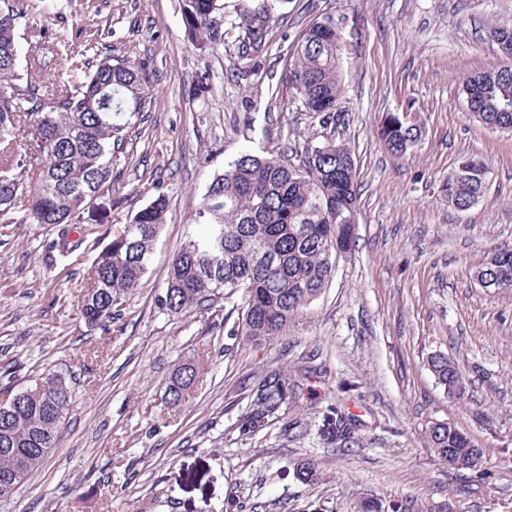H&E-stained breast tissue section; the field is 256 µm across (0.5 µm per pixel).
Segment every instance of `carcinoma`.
I'll use <instances>...</instances> for the list:
<instances>
[{
    "mask_svg": "<svg viewBox=\"0 0 512 512\" xmlns=\"http://www.w3.org/2000/svg\"><path fill=\"white\" fill-rule=\"evenodd\" d=\"M23 0H0V77L19 81L18 92L0 96V216L8 215L17 197H28L30 218L51 224L57 238L50 248L61 254L82 244L77 224L83 208L112 184L115 154L126 148L135 127L152 111L150 71L146 64L108 56L94 69L77 58L83 75L73 84L47 77L46 66L33 61L19 69L17 24ZM217 0H182V16L190 42L198 49L223 41L213 24ZM273 5L261 3L239 15V28L249 48H265ZM340 34L330 16L315 19L292 46L284 83L308 112L326 121L341 95ZM462 93L468 107L487 122L512 128V112H499L512 98V70L495 67L464 78ZM382 117L380 137L395 156L417 142L420 125L404 113ZM448 203L458 210L473 206L484 194L486 166L463 161ZM356 167L350 151L334 139L302 146L301 160L250 151L224 164L202 196L197 213L202 233L187 237L172 258L167 288L157 299L160 309L181 314L228 311L237 314L232 331L261 344L285 336L302 310L333 281L339 261L349 252L352 225L342 216L357 208ZM167 210L164 194L155 195L125 223L112 227L108 243L96 256L81 301L85 324L105 333L114 331L127 299L147 272L152 246ZM485 259L476 278L494 280V293L512 292V249L497 248ZM428 366L450 395L464 394L459 368L447 356L434 354ZM184 377H170L164 400L171 408L192 398L202 367L183 363ZM0 375V501L12 497L57 447L59 433L74 402V389L61 372H49L34 384L17 389ZM291 379L273 369L256 382L238 430L253 435L279 416L288 400ZM336 440L346 442L352 423L339 409L326 415ZM434 456L456 470L473 469L483 450L448 424L432 427Z\"/></svg>",
    "mask_w": 512,
    "mask_h": 512,
    "instance_id": "cac0c4a2",
    "label": "carcinoma"
}]
</instances>
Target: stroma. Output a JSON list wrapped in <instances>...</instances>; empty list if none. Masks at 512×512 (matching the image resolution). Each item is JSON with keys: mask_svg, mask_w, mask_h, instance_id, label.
<instances>
[{"mask_svg": "<svg viewBox=\"0 0 512 512\" xmlns=\"http://www.w3.org/2000/svg\"><path fill=\"white\" fill-rule=\"evenodd\" d=\"M223 44L188 40L181 0H24L21 62L80 42L88 58L147 64L157 104L114 165L109 191L79 220L84 240L59 255L52 226L18 200L0 219V373L17 387L59 371L75 402L57 448L0 512H512V293L495 295L473 272L489 250L512 248V133L486 128L460 91L464 75L512 67L489 37L512 29V0H280L269 40L253 53L236 26L259 0H220ZM330 15L345 41L335 123L323 124L281 88L290 48L310 21ZM408 110L422 136L401 158L376 134L383 113ZM336 137L356 166L358 224L330 287L286 336L263 345L231 335L233 320L170 314L157 299L167 269L197 222L214 174L243 151L277 154ZM477 157L485 195L455 209L441 187ZM168 200L147 273L125 304L122 332L88 329L79 299L103 232ZM454 360L463 399L427 365ZM200 358L202 380L173 411L164 384ZM305 368L285 415L254 435L236 424L252 383L269 370ZM337 405L354 434L339 447L324 414ZM448 423L484 451L458 471L434 457L429 431ZM305 461L317 480H299Z\"/></svg>", "mask_w": 512, "mask_h": 512, "instance_id": "obj_1", "label": "stroma"}]
</instances>
